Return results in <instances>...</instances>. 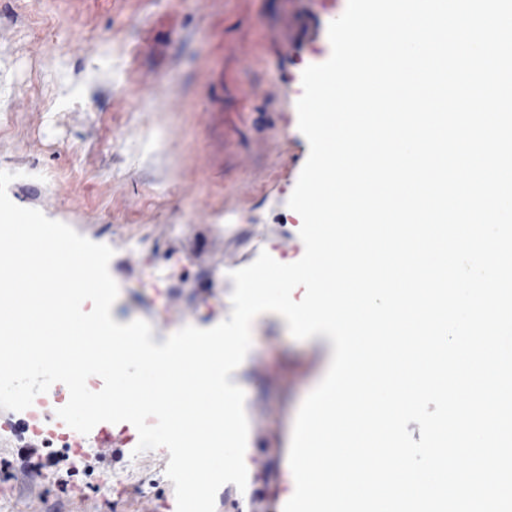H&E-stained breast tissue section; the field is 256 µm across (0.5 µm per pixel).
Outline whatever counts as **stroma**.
<instances>
[{
  "instance_id": "1",
  "label": "stroma",
  "mask_w": 512,
  "mask_h": 512,
  "mask_svg": "<svg viewBox=\"0 0 512 512\" xmlns=\"http://www.w3.org/2000/svg\"><path fill=\"white\" fill-rule=\"evenodd\" d=\"M347 0H0V170L16 205L110 245L120 322L161 324L170 297L202 329L229 318L232 253L287 255L289 197L308 158L301 76L331 54ZM193 193H185L184 183ZM137 247L142 268L123 253ZM162 279L145 284L147 272ZM330 339H294L258 318L230 374L250 405L251 480L282 493L304 398L326 374ZM20 412L0 410V512H176L166 449L113 464L88 447H18ZM116 472L120 497L99 475Z\"/></svg>"
}]
</instances>
